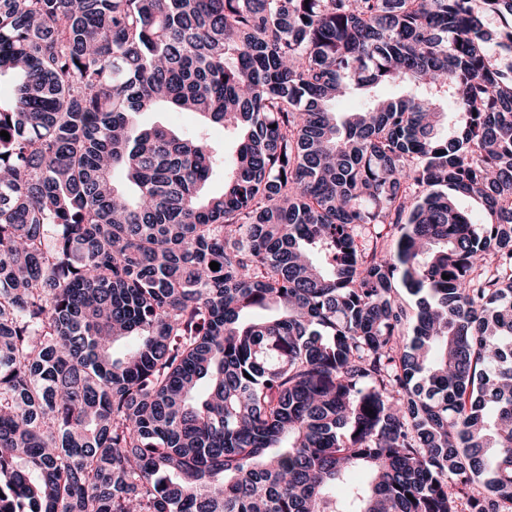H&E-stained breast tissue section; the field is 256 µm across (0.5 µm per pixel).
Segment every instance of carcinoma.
Wrapping results in <instances>:
<instances>
[{
    "instance_id": "obj_1",
    "label": "carcinoma",
    "mask_w": 512,
    "mask_h": 512,
    "mask_svg": "<svg viewBox=\"0 0 512 512\" xmlns=\"http://www.w3.org/2000/svg\"><path fill=\"white\" fill-rule=\"evenodd\" d=\"M493 49L512 0H0V512H512ZM140 120L146 125L162 124L168 126L178 135H192L202 132L200 128L201 123L194 114L177 112L167 107H161L152 112H145L140 116ZM202 133L212 142L221 147L224 146V158H220L217 162L216 175L206 187L207 193L219 192L224 188V164L222 162H225V167L230 162L235 151V139L227 133L224 134V129L217 126L207 128Z\"/></svg>"
}]
</instances>
